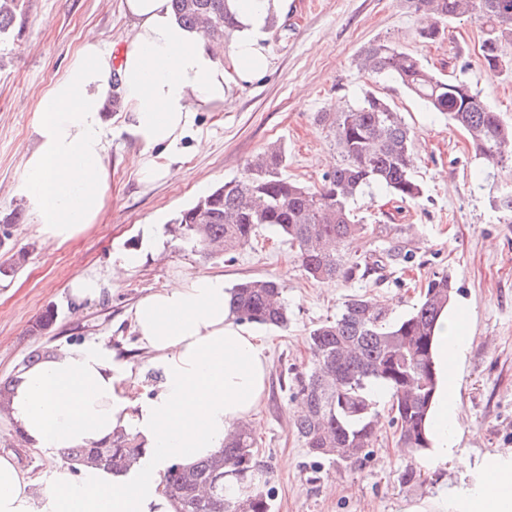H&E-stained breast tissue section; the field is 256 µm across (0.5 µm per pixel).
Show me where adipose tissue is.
I'll list each match as a JSON object with an SVG mask.
<instances>
[{"label":"adipose tissue","mask_w":512,"mask_h":512,"mask_svg":"<svg viewBox=\"0 0 512 512\" xmlns=\"http://www.w3.org/2000/svg\"><path fill=\"white\" fill-rule=\"evenodd\" d=\"M235 25L226 31V58L212 40L183 26L170 0H121L133 34L120 51L88 39L40 98L32 149L23 158L18 193L44 243L68 242L99 223L111 176L104 113L113 93L123 100L120 131L142 184L172 175L180 145L198 132L202 112H219L227 97L269 70L272 21L288 0H227ZM139 347L159 370L155 394L130 396L127 370L96 344L59 350L24 369L12 386L8 413L32 447L56 449L109 440L117 430L144 448L128 472L76 469L55 463L33 480L13 454H0V512H173L163 492L170 465L190 466L222 448L237 424L250 420L268 391L266 344L230 306L219 274L182 276L148 291L132 313ZM435 339L433 389L426 418L425 468L447 463L460 424L448 365L467 338L454 318ZM461 512H512V479L484 472L476 499Z\"/></svg>","instance_id":"ef3b65f1"}]
</instances>
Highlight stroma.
I'll return each instance as SVG.
<instances>
[{
  "instance_id": "35a3bbf8",
  "label": "stroma",
  "mask_w": 512,
  "mask_h": 512,
  "mask_svg": "<svg viewBox=\"0 0 512 512\" xmlns=\"http://www.w3.org/2000/svg\"><path fill=\"white\" fill-rule=\"evenodd\" d=\"M423 20L407 0H288V12L269 35L271 66L265 78L238 89L223 111L198 117L199 139H186L171 178L144 187L129 167L134 144L110 138L112 174L100 223L60 246L43 243L16 187L22 157L35 139L37 103L82 43L104 44L132 35L120 0H25L11 35L0 38V266L12 250L26 261L0 276V381L14 377L32 350L99 341L114 360L130 365L135 395H150L159 379L139 348L131 326L137 300L176 277L223 275L226 285L275 278L288 299V326L262 327L269 339L270 375L264 403L252 419L259 460L272 470L275 512H458L441 493H475L488 464L512 465V224L494 206L512 191V166L490 168L467 135L443 115L385 76L360 70V49L376 39L391 41L436 74L466 81L505 123L512 124V73L489 72L483 62V29L476 16L450 20L434 43L418 36ZM387 97L414 134V175L423 195L396 202L375 188L355 201L368 231L353 251L383 259L365 279L314 283L304 276L293 248L272 230L260 229L233 259H206L172 239L168 228L180 211L205 191L238 177L248 159L272 144L287 151L285 173L319 185L337 162L322 113L355 105L365 90ZM15 223H5L11 212ZM139 256L124 268L118 255ZM457 287L468 346L448 366L455 385L461 431L447 464L424 470L407 485L401 474L410 458L398 451L388 421H381L368 457L352 467L307 455L293 431L295 373L310 361L306 336L335 318L348 295L383 300L393 316L408 314L422 285L436 273ZM84 274L103 282L98 298L74 301L71 281ZM57 313L52 330L33 333L46 309ZM20 467L44 472L50 461L19 443L14 424L0 414V454Z\"/></svg>"
}]
</instances>
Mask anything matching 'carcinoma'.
<instances>
[{"instance_id": "cac0c4a2", "label": "carcinoma", "mask_w": 512, "mask_h": 512, "mask_svg": "<svg viewBox=\"0 0 512 512\" xmlns=\"http://www.w3.org/2000/svg\"><path fill=\"white\" fill-rule=\"evenodd\" d=\"M473 0H410L429 19L419 37L435 41L448 20L472 11ZM477 13L486 26L483 58L488 70L512 67L501 53L512 39V0H479ZM23 0H0V36L13 28ZM183 24L219 31L232 24L225 0H172ZM359 65L394 79L430 110L447 116L470 138L489 165L512 162V126L505 124L478 93L462 80L431 73L412 55L386 41L362 48ZM336 146V167L310 187L284 175L285 150L268 146L248 162L241 176L200 197L175 218L174 233L201 256L212 259L247 245L267 227L295 248L306 278L315 282H352L373 269L367 260L341 254L336 247L365 230L351 204L372 187L385 189L402 203L422 196L412 174V134L389 101L367 91L362 102L323 116ZM284 288L274 279H249L231 287L230 305L237 318L279 328L288 326ZM454 282L447 274L428 280L412 311L396 318L382 301L354 294L336 319L312 328L306 336L308 368L295 376L301 412L294 430L306 453L347 467L361 462L375 441L380 417L375 386L391 391L390 425L397 445L414 455L427 447L422 421L432 388L433 345L440 317L450 304ZM143 453L140 442L123 431L88 448H64L63 458L79 466L116 473L128 471ZM233 482L228 490L226 479ZM268 469L257 461L251 429L239 425L224 446L190 467L171 465L163 480L175 512H273Z\"/></svg>"}]
</instances>
